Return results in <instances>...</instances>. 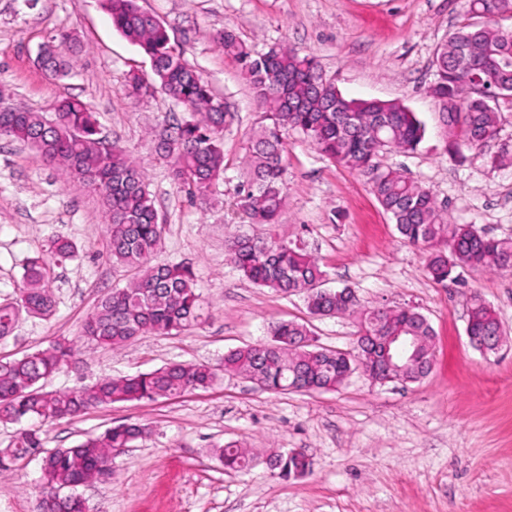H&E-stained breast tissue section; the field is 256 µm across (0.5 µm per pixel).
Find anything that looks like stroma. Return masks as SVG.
I'll return each instance as SVG.
<instances>
[{
	"label": "stroma",
	"instance_id": "1",
	"mask_svg": "<svg viewBox=\"0 0 512 512\" xmlns=\"http://www.w3.org/2000/svg\"><path fill=\"white\" fill-rule=\"evenodd\" d=\"M167 26L185 60L234 114L224 133V180L212 201L192 204L156 150L162 127L185 112L161 90L124 92L130 70L150 62L112 26L102 0H0V95L15 106L50 111L66 97L87 102L103 137L147 174L165 226L163 263L190 266L206 322L170 335L146 334L120 348L97 346L50 378L65 390L167 363L220 366L225 352L260 343L282 320L306 324L318 345L351 348L359 325L347 316L315 317L303 295L258 287L227 261L225 238L252 230L235 206L241 160L260 114L238 63L213 43L227 29L258 52L288 45L314 57L349 99L406 105L425 126L410 154L387 153L444 203L452 220L493 237L512 236V167L448 147L442 115L427 93L433 54L465 23L467 0H139ZM78 43L70 72L55 78L37 63L55 30ZM287 199L277 224L258 234L292 241L315 255L326 287H350L363 306L416 308L435 332L436 363L415 384L372 383L354 373L326 392L272 393L219 374L206 389L156 401L116 402L43 427L46 449L67 448L121 423L150 435L115 458L111 478L82 487L94 512H512V273L465 269L456 282L430 277L424 248L405 243L365 178L336 165L297 132L288 134ZM107 218L97 197L67 185L31 148L0 139V298L13 295L29 257L51 238L75 247L55 265L57 309L22 317L0 340V358L75 339L103 293L131 278L107 252ZM496 311L506 333L493 352L466 334L472 296ZM251 449L252 468L225 471L216 447ZM275 448L305 449L309 474L270 475ZM39 460L0 471V512H34Z\"/></svg>",
	"mask_w": 512,
	"mask_h": 512
}]
</instances>
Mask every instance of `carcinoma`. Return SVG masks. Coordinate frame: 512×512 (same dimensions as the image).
I'll return each instance as SVG.
<instances>
[{"label": "carcinoma", "instance_id": "carcinoma-1", "mask_svg": "<svg viewBox=\"0 0 512 512\" xmlns=\"http://www.w3.org/2000/svg\"><path fill=\"white\" fill-rule=\"evenodd\" d=\"M103 2L116 30L151 63L148 76L127 74L129 94L158 88L189 112L187 120L158 134L157 149L188 199L207 203L224 175L223 133L232 113L184 60L165 24L144 11L138 0ZM506 13H512V0H468L474 21L449 33L436 48L435 79L428 87L441 107L449 141L458 149L486 154L493 166L512 164V149L507 146L485 153L497 139L498 101L512 99V32L497 24ZM213 40L241 65L262 114L263 123L253 132L243 159L244 178L236 199L248 223H277L287 197L285 133L295 130L327 158L367 178L400 236L429 249L427 270L434 281H454L459 268L512 271L511 236L491 237L471 224L453 223L428 188L381 164L385 152L417 149L425 129L415 113L394 101L344 97L314 58L291 46L258 54L226 30L216 32ZM52 42L41 64L52 75L64 77L61 51L72 48L74 39L60 30ZM2 138L29 146L44 164L60 171L65 182L77 181L95 193L108 219L112 262L137 270L134 280L109 290L85 319L81 338L86 343L117 348L144 334L179 333L206 320L192 268L156 261L164 227L146 175L123 150L99 137L87 103L63 98L48 116L0 107ZM225 249L235 268L253 284L284 294L301 293L312 315L355 316L365 328L351 349L332 350L308 342L311 331L306 325L280 321L269 327L266 341L224 354L222 371L257 378L267 391L335 390L357 370L351 354L376 351L373 337L383 331L434 335L425 316L412 307L367 310L347 287L321 288L326 272L315 256L296 244L233 233L225 240ZM73 252L69 240L56 238L47 253L27 260L15 296L0 301V338L11 335L24 314L39 319L54 315L50 273L56 262ZM468 327L470 343L482 351L495 350L503 335L495 311L478 296L471 299ZM77 352L74 342L58 340L19 358L0 360V422L17 425L11 441L0 448V470H14L36 453L42 456L35 512H91L77 489L111 477L112 449L130 448L149 433L144 424L123 423L73 447L46 451L39 425L115 402L181 396L210 387L218 377L208 363H171L132 377L101 378L90 387L45 389L44 382ZM417 374L415 366L400 358L378 377L411 379ZM219 458L229 471L248 469L253 463L249 450L237 444L219 448ZM267 466L283 479H297L310 471L311 462L304 449L292 448L269 455Z\"/></svg>", "mask_w": 512, "mask_h": 512}]
</instances>
